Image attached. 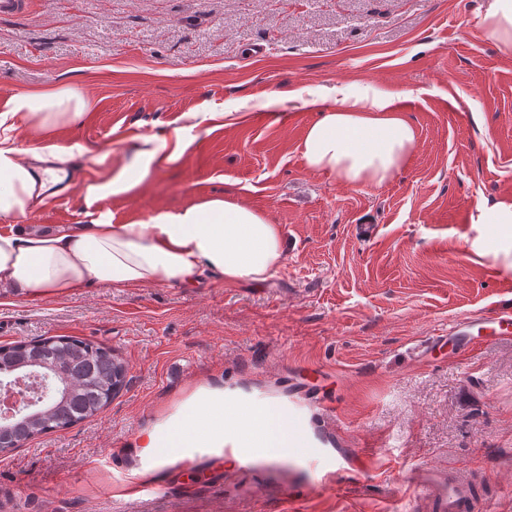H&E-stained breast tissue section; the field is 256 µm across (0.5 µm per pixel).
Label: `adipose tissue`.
<instances>
[{
    "mask_svg": "<svg viewBox=\"0 0 512 512\" xmlns=\"http://www.w3.org/2000/svg\"><path fill=\"white\" fill-rule=\"evenodd\" d=\"M477 26L499 51L512 54V0H487ZM400 99V93L367 83L304 100V107L316 114L302 143L308 168L354 186L379 185L404 171L417 135ZM92 107L88 95L71 87L19 93L0 106V220L31 214L39 202L38 182H58L57 165L65 160L49 143L34 153L33 163L22 161L12 139L16 122L49 133L82 124ZM190 133L187 127L176 130L168 151L159 146L158 136L142 137L133 162L107 183L88 187V196L129 195L183 155L192 142ZM470 224L469 251L512 273V199L477 205ZM284 257L279 225L232 198L215 197L159 211L145 223L114 224L103 214L91 223L49 233L0 230V287L45 297L91 284L191 286L212 276L258 285ZM234 434L256 435L268 452L285 447L293 435L287 402L251 397L220 381L198 384L142 430L128 452L135 472L149 479L177 462L223 457Z\"/></svg>",
    "mask_w": 512,
    "mask_h": 512,
    "instance_id": "adipose-tissue-1",
    "label": "adipose tissue"
}]
</instances>
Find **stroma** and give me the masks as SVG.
Segmentation results:
<instances>
[{"label": "stroma", "mask_w": 512, "mask_h": 512, "mask_svg": "<svg viewBox=\"0 0 512 512\" xmlns=\"http://www.w3.org/2000/svg\"><path fill=\"white\" fill-rule=\"evenodd\" d=\"M485 0H27L0 17V104L47 86L95 102L51 140L80 174L18 225L50 232L145 222L230 196L278 224L282 266L258 286L107 288L30 299L0 289V344L78 336L112 347L126 387L97 416L0 455V512H424L406 480L422 465L466 475L474 512H512V339L412 360L419 336L512 303V275L465 249L478 204L512 199V55L475 25ZM373 83L406 93L417 131L407 169L352 186L308 169L311 94ZM287 101L272 109V94ZM191 112L194 143L132 195L87 201L141 137ZM314 387L319 413L292 410L307 454L241 468L168 466L161 495L120 484L127 442L189 383L256 396ZM366 450L329 476L323 460Z\"/></svg>", "instance_id": "35a3bbf8"}]
</instances>
